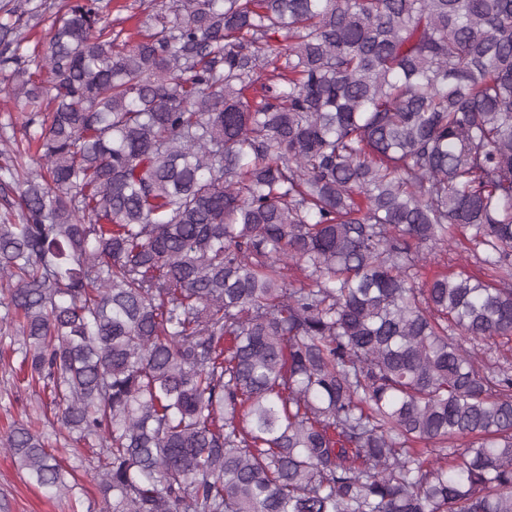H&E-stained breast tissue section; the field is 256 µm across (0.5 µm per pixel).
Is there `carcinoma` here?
I'll list each match as a JSON object with an SVG mask.
<instances>
[{"mask_svg": "<svg viewBox=\"0 0 512 512\" xmlns=\"http://www.w3.org/2000/svg\"><path fill=\"white\" fill-rule=\"evenodd\" d=\"M13 32L49 116L3 321L106 512H512V0H170L134 42L69 0L33 70ZM459 228L483 275L419 281Z\"/></svg>", "mask_w": 512, "mask_h": 512, "instance_id": "cac0c4a2", "label": "carcinoma"}]
</instances>
